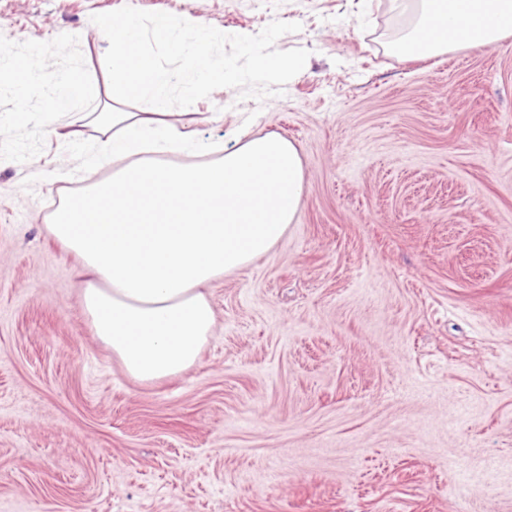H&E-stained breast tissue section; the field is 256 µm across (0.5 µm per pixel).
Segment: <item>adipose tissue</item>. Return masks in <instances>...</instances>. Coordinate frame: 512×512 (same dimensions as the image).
<instances>
[{
	"label": "adipose tissue",
	"mask_w": 512,
	"mask_h": 512,
	"mask_svg": "<svg viewBox=\"0 0 512 512\" xmlns=\"http://www.w3.org/2000/svg\"><path fill=\"white\" fill-rule=\"evenodd\" d=\"M103 28L112 109L91 117L106 133L93 161L111 166L112 176L68 199L49 230L92 273L80 301L95 336L127 376L150 385L196 364L215 321L202 285L283 238L300 204L303 165L296 146L273 134L225 147L205 164L163 161L194 146V132L126 104L160 105L174 89L188 92L234 72L195 53L182 54L177 72L166 70L143 51L133 15L107 18ZM510 34L512 0H419L413 29L389 50L436 56Z\"/></svg>",
	"instance_id": "adipose-tissue-1"
}]
</instances>
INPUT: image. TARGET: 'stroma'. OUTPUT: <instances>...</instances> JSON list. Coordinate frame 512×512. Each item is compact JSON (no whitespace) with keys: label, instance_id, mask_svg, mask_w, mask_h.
I'll return each instance as SVG.
<instances>
[{"label":"stroma","instance_id":"1","mask_svg":"<svg viewBox=\"0 0 512 512\" xmlns=\"http://www.w3.org/2000/svg\"><path fill=\"white\" fill-rule=\"evenodd\" d=\"M199 20L239 78L165 104L197 133L302 159L267 254L205 284L198 362L145 386L98 341L82 262L47 230L90 167L107 103L100 23ZM414 0H0V512H512V36L392 54ZM253 36L251 47L236 39ZM304 59L255 75L257 56ZM83 76L66 113L53 74ZM74 135L59 137L60 124Z\"/></svg>","mask_w":512,"mask_h":512}]
</instances>
